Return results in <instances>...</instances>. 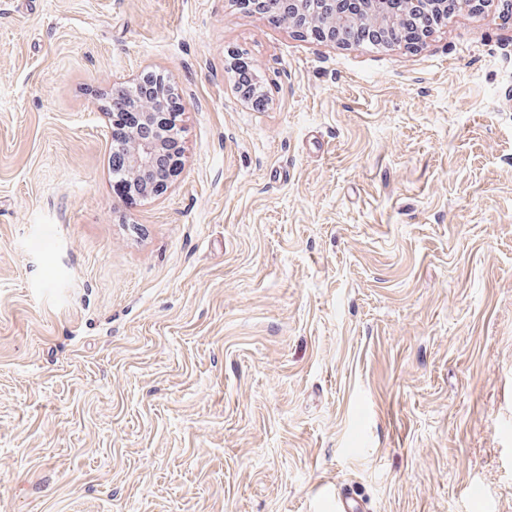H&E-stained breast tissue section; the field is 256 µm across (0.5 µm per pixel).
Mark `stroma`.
<instances>
[{"label": "stroma", "instance_id": "35a3bbf8", "mask_svg": "<svg viewBox=\"0 0 512 512\" xmlns=\"http://www.w3.org/2000/svg\"><path fill=\"white\" fill-rule=\"evenodd\" d=\"M501 10L387 47L0 0V512H512ZM150 71L182 167L125 200L104 107ZM231 67L232 72L234 73L237 91L248 100H253L255 98L253 105L255 106V103L256 106L259 105L264 96L259 95L256 84L253 82L252 70L247 62H245L243 58H239L238 60H235V63H231Z\"/></svg>", "mask_w": 512, "mask_h": 512}]
</instances>
